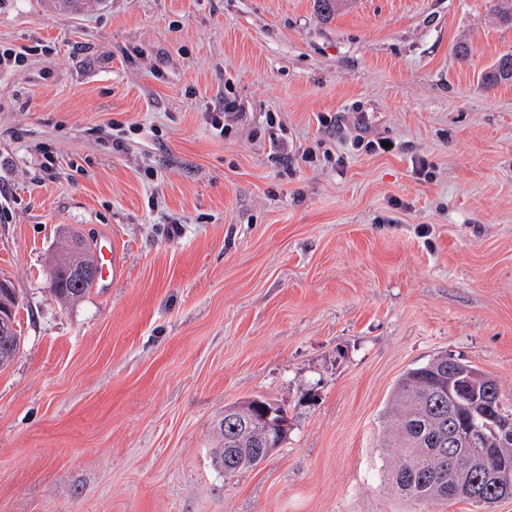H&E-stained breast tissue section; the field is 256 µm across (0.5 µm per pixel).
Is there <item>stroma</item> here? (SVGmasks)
Returning a JSON list of instances; mask_svg holds the SVG:
<instances>
[{"label": "stroma", "instance_id": "35a3bbf8", "mask_svg": "<svg viewBox=\"0 0 512 512\" xmlns=\"http://www.w3.org/2000/svg\"><path fill=\"white\" fill-rule=\"evenodd\" d=\"M0 47L23 55L0 69V512H512L399 498L381 446L433 357L512 398V82L481 86L512 25L488 0H0ZM72 229L122 271L65 305ZM252 395L288 438L226 479L212 424ZM17 296L14 288H10L5 281L0 282V349L8 346L5 352H0V368L7 366L18 352L21 344L20 332L16 329L15 309ZM6 325L8 333L4 332Z\"/></svg>", "mask_w": 512, "mask_h": 512}]
</instances>
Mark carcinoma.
<instances>
[{
  "label": "carcinoma",
  "mask_w": 512,
  "mask_h": 512,
  "mask_svg": "<svg viewBox=\"0 0 512 512\" xmlns=\"http://www.w3.org/2000/svg\"><path fill=\"white\" fill-rule=\"evenodd\" d=\"M492 11L499 22L512 24V0H494ZM484 84L494 86L512 82V53L502 54L483 77ZM95 264L91 244L79 232L66 236V248L53 257L49 269L50 293L59 301L80 300L91 292L97 276L84 268ZM17 296L14 289L0 282V368L7 366L18 352L20 332L16 329L15 309ZM478 371L472 364L456 362L453 375L459 377L473 411L487 408L489 393L482 386L470 383L469 376ZM448 375V357L440 356L427 364L407 370L396 383L386 408V431L382 447L393 454L389 469L388 488L402 498L427 503L433 500L457 499L455 487L448 483L453 469L452 457H474L471 448H448V389L432 387L438 377ZM235 409L242 421L261 417L255 398H247L224 410ZM278 415L270 428L274 435L284 438L288 434V412L274 405ZM220 418L214 424L215 446L211 450L214 468L224 478L256 468V449L235 448L229 445L235 435L231 426L223 425ZM461 480L480 485L482 494L470 501L483 504L491 499L499 501L503 495L492 477L474 462V468L465 471Z\"/></svg>",
  "instance_id": "carcinoma-1"
}]
</instances>
